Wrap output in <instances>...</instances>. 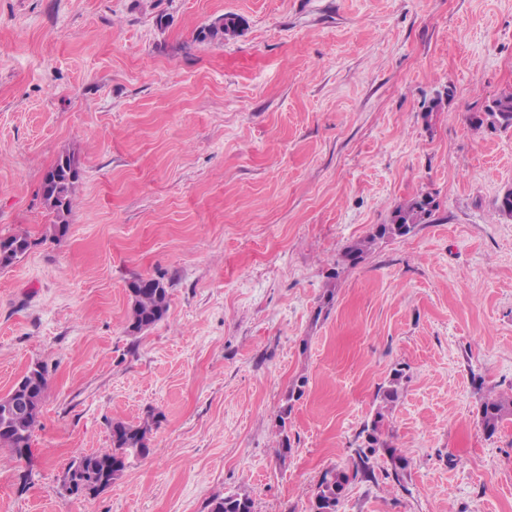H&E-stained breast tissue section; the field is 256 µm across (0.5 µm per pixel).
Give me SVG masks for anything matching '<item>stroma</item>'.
<instances>
[{"mask_svg": "<svg viewBox=\"0 0 512 512\" xmlns=\"http://www.w3.org/2000/svg\"><path fill=\"white\" fill-rule=\"evenodd\" d=\"M230 13L240 36L197 39ZM505 90L512 0H0V237L31 243L0 269V396L49 371L31 459L0 449V512H309L396 368L408 467L377 457L338 512H512V420L478 421L512 394V129L468 122ZM69 151L58 236L41 187ZM422 196L426 223L342 262ZM138 275L171 296L134 335ZM116 419L149 453L59 493ZM479 421L487 436H493L502 422L512 416V396L486 398L480 406ZM207 508L208 512H253V503L246 495L228 494L211 499Z\"/></svg>", "mask_w": 512, "mask_h": 512, "instance_id": "stroma-1", "label": "stroma"}]
</instances>
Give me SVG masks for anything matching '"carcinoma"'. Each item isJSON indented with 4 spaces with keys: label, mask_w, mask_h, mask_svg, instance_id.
I'll use <instances>...</instances> for the list:
<instances>
[{
    "label": "carcinoma",
    "mask_w": 512,
    "mask_h": 512,
    "mask_svg": "<svg viewBox=\"0 0 512 512\" xmlns=\"http://www.w3.org/2000/svg\"><path fill=\"white\" fill-rule=\"evenodd\" d=\"M241 25L240 17L226 14L218 21L200 28L197 38L203 41H222L237 36L241 32ZM470 122L476 130L484 126L505 130L512 128V92L500 93L482 111L473 113ZM78 178L77 161L73 154L60 157L43 178V198L47 207L55 214V227L61 233L66 231L67 216L74 206ZM434 209L436 206L428 197L396 207L390 223L377 225L374 233L348 245L343 258L353 265L357 264L377 239L410 234L417 225L432 216ZM28 247V238L23 234L0 237V248L11 251L5 261H0V268L11 265ZM128 291L131 299V331L139 333L165 318L169 309V288L162 280L138 276L130 281ZM403 378V371L396 369L387 384L379 388L375 413L371 420L363 424L360 431L364 440L356 450L357 462L353 475L370 472V462L378 454L389 458L395 480H400L406 469V457L382 439L389 411L400 398ZM19 382L24 387H30L28 400L21 402L15 410L6 409V404L0 402V447L20 459H27L31 456L30 439L39 423L41 405L49 384L47 370L42 364L36 363L29 367ZM509 416H512V396L487 398L481 403L479 421L489 437L497 433L502 422ZM111 433L112 447L78 457L66 469V472L72 473L81 483L88 485L92 496L105 491L120 477L128 456H143L150 451L147 430L144 427L114 421ZM349 480L350 475L343 470H325L316 486L311 512H336ZM207 508L208 512H253V503L246 495L228 494L211 499Z\"/></svg>",
    "instance_id": "1"
}]
</instances>
